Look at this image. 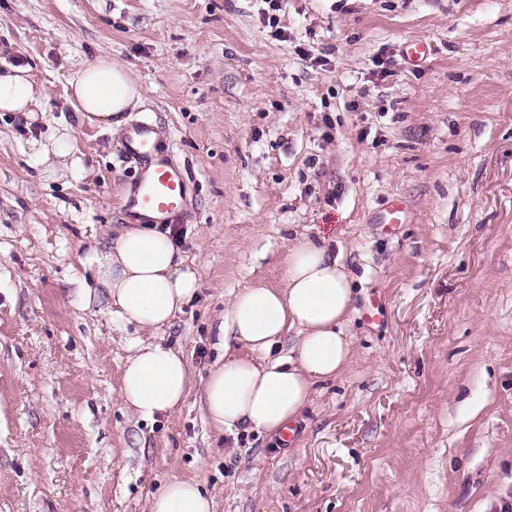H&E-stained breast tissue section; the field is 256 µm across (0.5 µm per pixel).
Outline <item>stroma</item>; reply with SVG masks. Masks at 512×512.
I'll return each mask as SVG.
<instances>
[{"label": "stroma", "mask_w": 512, "mask_h": 512, "mask_svg": "<svg viewBox=\"0 0 512 512\" xmlns=\"http://www.w3.org/2000/svg\"><path fill=\"white\" fill-rule=\"evenodd\" d=\"M262 7L0 0V70L45 90L0 112V512H148L173 477L215 512H512V0H288L284 41ZM103 55L191 182L170 229L199 289L161 341L196 379L232 295L282 285L291 239L355 276L353 359L288 444L216 432L193 393L150 421L119 398L132 335L77 290L135 174L66 95ZM57 133L80 164L45 180L24 147ZM395 200L406 222L382 223Z\"/></svg>", "instance_id": "35a3bbf8"}]
</instances>
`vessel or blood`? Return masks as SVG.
<instances>
[{"instance_id":"1","label":"vessel or blood","mask_w":512,"mask_h":512,"mask_svg":"<svg viewBox=\"0 0 512 512\" xmlns=\"http://www.w3.org/2000/svg\"><path fill=\"white\" fill-rule=\"evenodd\" d=\"M126 159L140 168V177L126 202L135 223L149 224L156 217L180 215L187 203L189 183L173 165L153 125L133 126L124 141Z\"/></svg>"}]
</instances>
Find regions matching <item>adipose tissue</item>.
I'll use <instances>...</instances> for the list:
<instances>
[{
  "label": "adipose tissue",
  "instance_id": "1",
  "mask_svg": "<svg viewBox=\"0 0 512 512\" xmlns=\"http://www.w3.org/2000/svg\"><path fill=\"white\" fill-rule=\"evenodd\" d=\"M67 83L80 118L111 130L143 97L126 68L104 56L73 65ZM44 97L26 69L0 72V112H33ZM81 263L97 283L80 288L82 306L104 300L112 325H132L140 333L120 388L121 401L140 419L175 412L196 387L215 431L232 435L244 428L279 437L308 407L316 384L340 376L351 362L345 326L354 312V277L327 242L293 240L281 287L256 285L233 296L217 325L224 359L199 386L182 352L159 341L199 286L170 234L142 225L123 228L114 244L90 248ZM288 337V352L276 354ZM214 508L213 496L187 478H172L149 501V512Z\"/></svg>",
  "mask_w": 512,
  "mask_h": 512
}]
</instances>
